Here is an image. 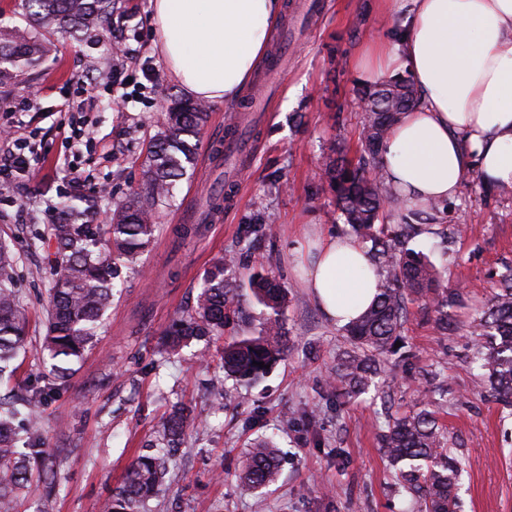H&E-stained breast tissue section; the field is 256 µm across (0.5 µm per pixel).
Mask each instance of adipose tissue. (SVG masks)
<instances>
[{
	"mask_svg": "<svg viewBox=\"0 0 512 512\" xmlns=\"http://www.w3.org/2000/svg\"><path fill=\"white\" fill-rule=\"evenodd\" d=\"M395 19L371 40L366 76H409L420 103L386 137L382 168L409 206L457 198L470 171L512 185V0H379ZM283 0H153L160 54L200 101L235 103L266 56ZM307 286L336 326L375 295L366 248L350 237L318 240Z\"/></svg>",
	"mask_w": 512,
	"mask_h": 512,
	"instance_id": "1",
	"label": "adipose tissue"
}]
</instances>
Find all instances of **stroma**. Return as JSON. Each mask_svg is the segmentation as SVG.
<instances>
[{"label": "stroma", "instance_id": "stroma-1", "mask_svg": "<svg viewBox=\"0 0 512 512\" xmlns=\"http://www.w3.org/2000/svg\"><path fill=\"white\" fill-rule=\"evenodd\" d=\"M284 2L265 58L286 61L280 92L267 111H247L246 98L263 81L258 75L244 101L208 103L195 168L158 206L153 242L123 268L93 346L71 362L67 382L40 411L60 489L54 512H95L131 462L148 453L163 416L178 403L192 407L195 419L171 455L166 490L151 501L152 512H402L408 497L395 485L379 435L386 414L413 411L423 391L441 395L436 417L462 460L460 512H512V411L479 395L471 363L475 321L512 268V192L465 181L440 222L421 225L418 248L458 288L453 329L441 334L433 312L411 307L403 332L407 357L389 358L378 380L388 399L368 393L337 401L329 375L349 342L306 288L305 271L314 241L350 233L336 217L324 176L325 147L336 142L358 159L362 114L353 90L368 80L357 57L388 21L376 0H320L316 13L306 12L303 0ZM113 16L131 19L142 58L159 76L138 102L122 110L106 92L118 47L105 30L54 33L37 68H14L0 84V98L17 102L39 89L34 108L15 118L42 143L33 174L0 183V240L17 254L10 280L28 312L26 344L14 376L0 382V399L21 397L50 369L42 347L55 260L48 229L60 202L83 195L96 205L95 223H104L115 204L144 186L150 139L171 99L183 94L155 47L152 0H116ZM76 81L85 87L82 96L62 93L63 84ZM71 109L88 132L77 153L57 129L60 113ZM234 121L253 145L246 158L229 163L219 145ZM74 154L83 170L79 183L63 168ZM230 252L237 263L229 277L251 333L262 325V308L248 288L251 273H272L290 298L288 352L248 389L225 377L221 337L177 354L165 350L167 327L194 305L205 270ZM213 379L230 392L220 409L206 392ZM261 435L279 446L280 477L248 493L235 473Z\"/></svg>", "mask_w": 512, "mask_h": 512}]
</instances>
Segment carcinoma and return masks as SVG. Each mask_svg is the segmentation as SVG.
<instances>
[{"label": "carcinoma", "mask_w": 512, "mask_h": 512, "mask_svg": "<svg viewBox=\"0 0 512 512\" xmlns=\"http://www.w3.org/2000/svg\"><path fill=\"white\" fill-rule=\"evenodd\" d=\"M23 6L29 26L0 27V79L10 75L5 63L34 66L41 62L47 45L40 30H99L112 16L114 0H24ZM356 100L367 106L360 156L357 162H349L336 144H329L325 175L335 195L338 218L356 237L371 244L368 255L377 266V279L373 302L346 328L352 349L338 358L332 371L333 390L344 398L365 392L381 371L383 358L397 353L395 344L410 306L428 305L446 334L452 320L448 309L459 297L429 256L404 241L416 225L438 221L440 204L431 201L422 209L408 208L400 187L384 176L379 159V147L391 127L419 103L413 83L405 76L383 78L371 88L356 90ZM207 119L202 105L171 100L163 124L149 143L144 187L118 204L107 224L91 223V206L81 207L78 196L60 204L58 222L50 227L57 257L43 342L51 358H80L92 344L112 304L122 267L135 263L154 238L157 205L171 197L175 182L194 165ZM235 264L236 256L230 253L205 273L196 304L166 332L171 351L222 336L225 326L239 321L237 289L226 278ZM248 287L256 304L264 308L263 328L257 335L239 330L226 339L222 361L224 373L250 385L268 373L266 366L288 352V329L283 319L287 294L281 283L257 271ZM26 321L19 295L0 282V380L12 377L17 369ZM476 335L474 362L480 385L488 397L512 407V275L504 276L500 292L482 312ZM259 362L265 367H258ZM51 390L49 384L36 385L19 402L0 401V512H8L13 495L35 480L45 488L41 512L52 508L58 484L46 465L41 426L31 421L22 448L13 429L15 419L37 414ZM187 420L183 407L169 413L153 444L156 453L132 462L124 484L104 499L100 512H148L149 499L163 486L169 449L183 443ZM380 443L395 469L396 484L420 502L418 512H457V460L445 448V434L429 397L419 399L417 411L388 420ZM279 475L275 442L268 437L256 439L238 473L242 489L258 491Z\"/></svg>", "instance_id": "carcinoma-1"}]
</instances>
